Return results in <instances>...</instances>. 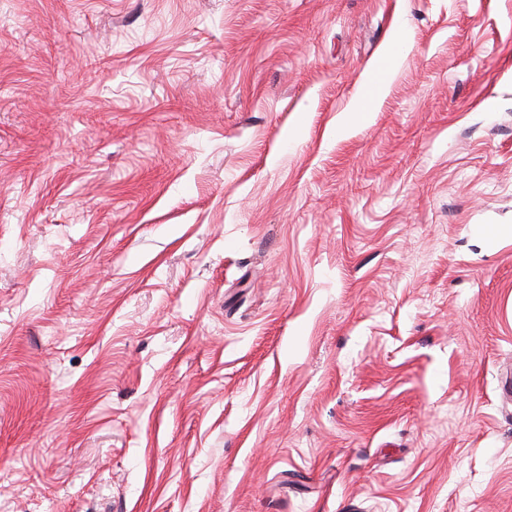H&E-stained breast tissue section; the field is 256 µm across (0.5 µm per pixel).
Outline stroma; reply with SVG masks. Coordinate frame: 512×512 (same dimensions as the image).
Here are the masks:
<instances>
[{"instance_id":"obj_1","label":"stroma","mask_w":512,"mask_h":512,"mask_svg":"<svg viewBox=\"0 0 512 512\" xmlns=\"http://www.w3.org/2000/svg\"><path fill=\"white\" fill-rule=\"evenodd\" d=\"M512 0H0V512H512Z\"/></svg>"}]
</instances>
